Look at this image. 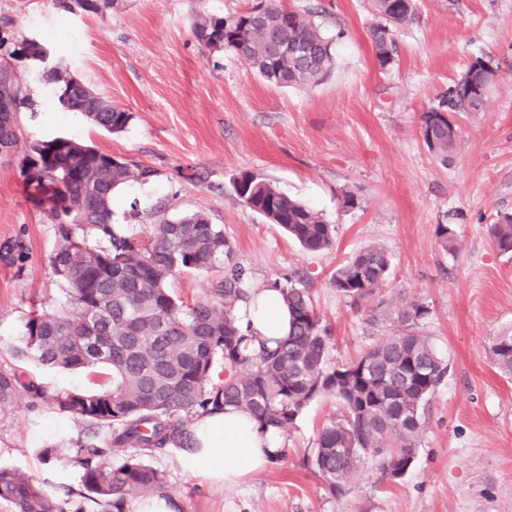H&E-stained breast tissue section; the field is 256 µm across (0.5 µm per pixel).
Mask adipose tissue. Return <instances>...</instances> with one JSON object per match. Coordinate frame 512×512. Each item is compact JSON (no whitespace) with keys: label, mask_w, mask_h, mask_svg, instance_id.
<instances>
[{"label":"adipose tissue","mask_w":512,"mask_h":512,"mask_svg":"<svg viewBox=\"0 0 512 512\" xmlns=\"http://www.w3.org/2000/svg\"><path fill=\"white\" fill-rule=\"evenodd\" d=\"M238 315L243 327L259 341L283 339L290 331L288 307L272 288L254 289ZM192 433L195 449L186 460L187 468L227 486L265 470L282 452L280 431L260 426L250 413L232 407L199 417Z\"/></svg>","instance_id":"ef3b65f1"}]
</instances>
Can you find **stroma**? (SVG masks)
<instances>
[{
	"label": "stroma",
	"instance_id": "35a3bbf8",
	"mask_svg": "<svg viewBox=\"0 0 512 512\" xmlns=\"http://www.w3.org/2000/svg\"><path fill=\"white\" fill-rule=\"evenodd\" d=\"M250 2L113 0L93 14L67 11L59 0H0L1 21L133 114L121 133L98 129L81 113L60 111L38 66L23 62L16 70L38 110L22 113V141L72 138L157 170L154 181L128 184L115 198L113 220L130 231L200 210L223 228L255 285L303 276L331 332L329 364L398 330L403 302H424L430 314L419 331L448 373L428 399L418 454L402 478L384 477L367 457L342 493L328 492L310 464L319 431L340 410L325 395L283 432L281 457L240 486L193 474L180 450L150 457L167 476L172 512H512V378L490 352L496 336L512 333V255L489 235L512 214V0H414L385 69L369 38L370 0H284L320 12L335 38L328 75L287 88L193 36L196 16L229 17ZM479 57L496 69V83L483 111L455 115L460 142L440 161L423 140L422 115ZM245 170L322 215L335 228L333 246L305 251L247 208L233 186ZM348 191L357 208H344ZM440 224L453 229L455 250L441 247ZM54 244V223L19 160L0 159V370L54 390L93 388L95 376L42 369L8 349L32 305L60 301L49 265ZM369 246L390 254L389 275L376 297L354 308L330 278ZM82 435V424L19 397L0 407V466L28 473L60 498L81 492L73 451L51 464L38 451Z\"/></svg>",
	"mask_w": 512,
	"mask_h": 512
}]
</instances>
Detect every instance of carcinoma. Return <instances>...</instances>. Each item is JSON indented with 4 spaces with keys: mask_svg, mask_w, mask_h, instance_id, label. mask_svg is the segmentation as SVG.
Masks as SVG:
<instances>
[{
    "mask_svg": "<svg viewBox=\"0 0 512 512\" xmlns=\"http://www.w3.org/2000/svg\"><path fill=\"white\" fill-rule=\"evenodd\" d=\"M226 19L200 16L193 24L196 41L212 52L232 50L243 56L269 84L312 86L330 71L333 39L315 12L262 0ZM379 22L369 36L381 68L394 62V29L412 20V0H371ZM278 33L301 53L275 46ZM24 35L0 29V50L18 62V53L37 56V45L22 46ZM67 68L56 63L42 68L40 79L62 93ZM496 70L477 58L439 101L423 113L422 136L427 147L447 162L460 137L448 114L479 112ZM15 112L0 114V134L20 143L19 114L34 110L27 86L14 67H0V101ZM73 106L109 133L126 129L132 113L79 82ZM40 155L38 178L27 182L41 191L56 224L50 265L62 302L59 309L30 311L23 330L10 345L11 354L49 369L102 374L97 388L52 391L0 371V406L23 394L86 425V439L76 444L75 460L83 469L80 497L94 503V512H126L127 500L161 494L165 473L128 449L144 455L168 448L189 449L193 417L232 406L255 416L263 427L283 432L315 398L329 395L341 406L339 415L317 438L312 465L330 493L351 482L361 458L378 460L381 472L399 479L414 463L424 430L426 402L448 373V365L419 331L428 305L416 299L402 304L397 318L402 329L373 344L359 357L328 365L331 336L307 289L292 281L270 286L280 291L292 315L288 337L249 351L252 336L237 316L249 301L252 281L233 262L234 249L224 231L202 211L184 212L150 225L148 240L112 222V203L119 188L146 184L157 172L83 142L54 138ZM245 206L269 223L282 227L301 247L318 252L333 245V225L317 212L281 192L268 179L245 171L236 176ZM493 246L512 253V215L491 225ZM226 264L224 277L205 299L186 304L174 297L169 280L183 271H209ZM390 267L388 252L368 247L336 269L331 285L350 305L375 296ZM500 372L512 376V334L499 336L491 348ZM224 377L211 386L216 368ZM105 429L109 439L99 437ZM338 448H350L342 458ZM0 499L17 512H86L83 504L58 498L30 476L0 468Z\"/></svg>",
    "mask_w": 512,
    "mask_h": 512,
    "instance_id": "1",
    "label": "carcinoma"
}]
</instances>
